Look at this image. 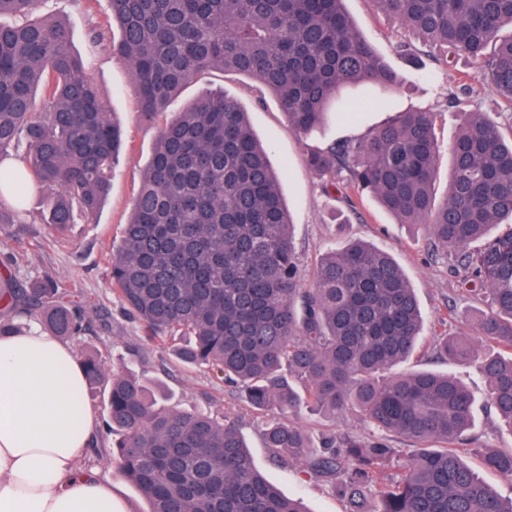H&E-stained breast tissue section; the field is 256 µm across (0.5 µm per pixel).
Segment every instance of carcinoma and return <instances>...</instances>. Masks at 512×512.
I'll use <instances>...</instances> for the list:
<instances>
[{"mask_svg":"<svg viewBox=\"0 0 512 512\" xmlns=\"http://www.w3.org/2000/svg\"><path fill=\"white\" fill-rule=\"evenodd\" d=\"M344 0H107L111 32L87 31L89 54L128 64L147 121L163 116L130 216L112 243L113 292L178 364L228 384L255 411L276 409L265 447L299 478L330 486L348 512H512L463 460L473 396L431 369L386 375L410 358L424 318L404 271L361 240L325 253L305 285L279 177L240 102L210 91L178 112L180 91L219 70L275 94L300 136L324 124L340 90L399 81L363 38ZM445 58L483 62L482 80L512 108V0H376ZM42 0H0V224H23L30 186L47 191L33 219L64 233L89 223L109 193L121 125L72 50L69 27L33 14ZM444 199L435 193V114L403 112L356 140L308 153L325 186L361 189L402 224L452 253L467 291L487 309L475 336L438 337L437 355L478 363L486 401L512 431V143L478 110L449 142ZM483 247L470 251L471 244ZM0 261V336L36 321L75 340L92 332L57 279L21 282ZM103 390L112 458L147 512H308L257 468L235 421L160 404L146 379L83 362ZM303 386L298 392L293 382ZM307 404L358 411L371 434L339 429L315 442L292 419ZM394 438L412 443L400 471ZM512 479V450L473 448Z\"/></svg>","mask_w":512,"mask_h":512,"instance_id":"obj_1","label":"carcinoma"}]
</instances>
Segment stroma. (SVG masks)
<instances>
[{
    "mask_svg": "<svg viewBox=\"0 0 512 512\" xmlns=\"http://www.w3.org/2000/svg\"><path fill=\"white\" fill-rule=\"evenodd\" d=\"M345 8L365 40L400 76L396 86L386 92L384 107L330 118L316 132L302 137L289 127L275 95L261 90L250 78L218 71L185 87L176 104L184 106L196 96L215 90L241 103L280 173L282 197L295 226L302 276L310 275L328 249L349 239L370 242L395 257L432 325L420 338L417 352L400 365V372L433 367L457 376L474 396V433L480 446L511 450L512 432L501 428L494 412L487 408L486 384L477 365L450 364L437 359L432 351L435 333H471V316L480 307L474 298L459 291L452 258L432 256L423 229L398 223L371 195L353 188L343 195L326 191L322 180L308 167L306 154L339 139L362 137L397 113L428 110L436 115V189L442 192L448 183V144L464 110L484 112L498 123L507 139L512 138V111L481 79V62L460 57L444 63L439 47L423 44L398 19L383 13L376 0H345ZM37 15L61 17L79 53L86 50L88 28L109 23L105 0H83L78 8L70 0H43ZM89 73L104 94L106 111L115 114L127 135V150L112 175L111 191L94 223L72 225L64 235L55 234L46 224H0V258H16L18 280L54 277L82 302L94 331L76 343L77 353L98 354L109 369L131 371L160 382L167 406L235 420L256 465L286 495L301 498L308 512H346L345 502L330 487L300 480L295 470L273 464L261 434L262 414L233 397L229 388L211 382L202 371L177 366L168 347L149 340L144 328L123 311L112 291L109 246L119 238L130 214L159 126L141 119L125 63L101 53L93 58ZM111 449V438L98 436L89 450V465L112 481L135 512H146L144 499L111 462Z\"/></svg>",
    "mask_w": 512,
    "mask_h": 512,
    "instance_id": "35a3bbf8",
    "label": "stroma"
}]
</instances>
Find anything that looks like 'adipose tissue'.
Segmentation results:
<instances>
[{
  "label": "adipose tissue",
  "instance_id": "obj_1",
  "mask_svg": "<svg viewBox=\"0 0 512 512\" xmlns=\"http://www.w3.org/2000/svg\"><path fill=\"white\" fill-rule=\"evenodd\" d=\"M97 427L69 342L0 336V512H134L87 464Z\"/></svg>",
  "mask_w": 512,
  "mask_h": 512
}]
</instances>
